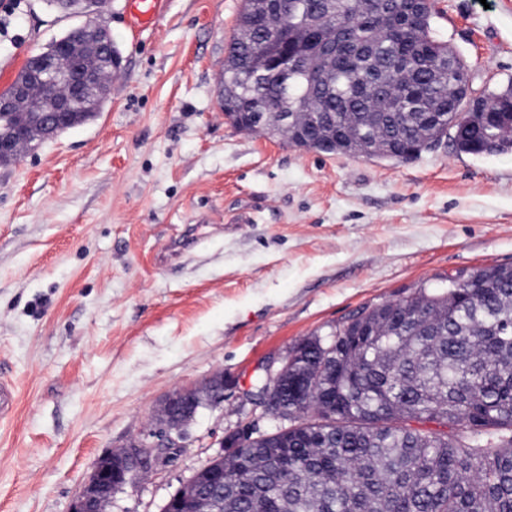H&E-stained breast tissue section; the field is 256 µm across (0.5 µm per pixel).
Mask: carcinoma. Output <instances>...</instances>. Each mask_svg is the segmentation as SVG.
<instances>
[{
  "label": "carcinoma",
  "instance_id": "obj_1",
  "mask_svg": "<svg viewBox=\"0 0 512 512\" xmlns=\"http://www.w3.org/2000/svg\"><path fill=\"white\" fill-rule=\"evenodd\" d=\"M259 10L241 0L225 49L224 114L238 128L256 131L262 112V130L274 133L269 104L281 103L304 113L288 141L324 153L407 159L449 135L466 153L512 151V127L497 119L512 108V81L464 96L467 66L433 36L430 0H291L270 22L272 43L257 33ZM313 14L366 42L376 73L313 54L302 34ZM36 56L100 69L78 28ZM372 76L375 95L356 97ZM53 101L33 92L23 111L0 112L15 150L36 141ZM321 112L338 113L336 125H321ZM463 277L459 288L422 284L353 315L329 340L299 343L288 378L305 392L273 408L293 427L218 463L224 497L188 496L187 512H512V266Z\"/></svg>",
  "mask_w": 512,
  "mask_h": 512
}]
</instances>
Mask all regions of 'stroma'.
I'll return each mask as SVG.
<instances>
[{
  "label": "stroma",
  "mask_w": 512,
  "mask_h": 512,
  "mask_svg": "<svg viewBox=\"0 0 512 512\" xmlns=\"http://www.w3.org/2000/svg\"><path fill=\"white\" fill-rule=\"evenodd\" d=\"M241 0H167L136 35L101 11L121 67L85 123L0 164V512H70L99 457L155 428L174 391L224 377L184 448L107 512H161L220 440L275 430L245 395L266 363L360 309L512 265V152L452 138L411 160L329 155L224 115ZM79 23L22 0L0 66ZM475 91L512 81V0H435Z\"/></svg>",
  "instance_id": "obj_1"
}]
</instances>
